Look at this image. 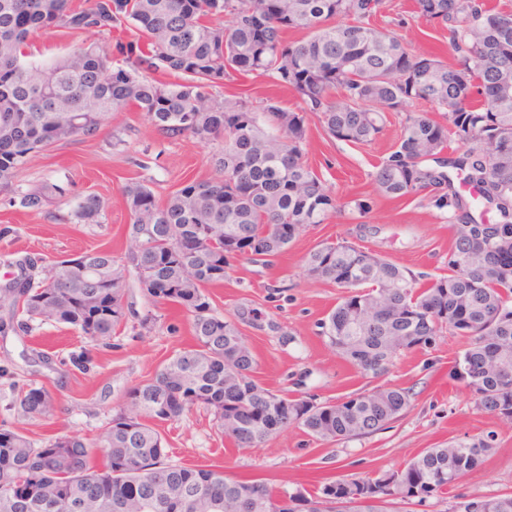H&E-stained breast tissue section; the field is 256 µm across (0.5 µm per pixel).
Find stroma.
<instances>
[{
    "label": "stroma",
    "mask_w": 512,
    "mask_h": 512,
    "mask_svg": "<svg viewBox=\"0 0 512 512\" xmlns=\"http://www.w3.org/2000/svg\"><path fill=\"white\" fill-rule=\"evenodd\" d=\"M392 3L406 20L398 30L402 38L420 50L447 57L445 33L414 17L413 0ZM80 42V37L62 30L38 33L28 41L26 60L45 64L73 51ZM240 93L248 94L256 106L269 96L291 112L303 106L292 90L267 77L235 78L225 82L217 95ZM401 122L400 114L389 113L379 139L355 146L329 137L317 119H310L306 164L339 201L368 198L371 211L361 215L348 209L308 227L272 262L239 259L222 284L209 288L214 308L237 325L252 348L258 382L319 402L345 397L369 383L320 334L318 324L335 308L340 291L303 274V259L318 244L346 239L411 269L422 284L447 274L453 225L427 200L381 198L370 179L396 142ZM219 149L218 143L190 135L167 137L136 108L113 111L96 136L53 144L33 154L18 173L14 190L45 189L40 211L10 205L9 194L0 193V227L11 229L0 237V255H29L50 265L106 248L116 260H124L131 222L123 197L125 185L143 183L157 201H164L186 180L216 178L214 156ZM58 185L63 188L59 194L54 191ZM90 194L100 198L101 216L91 224L76 222L72 211ZM124 304L126 319L116 328L111 345L89 348L77 332L62 325L46 324L24 334L13 322V307L0 301V424L36 443L58 434L101 442L112 417L130 409L129 389L153 377L165 360L192 342L189 317L175 306L155 303L136 273L127 276ZM148 314L155 321L145 330L139 321ZM467 345L466 337L445 332L431 346L402 353L385 380L411 389V408L371 436L322 445L293 426L259 447L238 448L225 440L210 412L196 408L179 421L161 425L168 460L186 467L220 466L230 477L314 493L347 475L376 478L400 469L427 448L489 436L495 451L476 473L442 497L424 506L410 505L409 510L451 512L459 495L512 494V423L478 409L474 395L457 376ZM84 348L92 359L87 372L68 361L70 353ZM29 381L51 390L55 409L50 415L28 418L18 412L13 386Z\"/></svg>",
    "instance_id": "stroma-1"
}]
</instances>
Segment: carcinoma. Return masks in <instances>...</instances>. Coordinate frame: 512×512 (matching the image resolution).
Returning <instances> with one entry per match:
<instances>
[{
    "instance_id": "1",
    "label": "carcinoma",
    "mask_w": 512,
    "mask_h": 512,
    "mask_svg": "<svg viewBox=\"0 0 512 512\" xmlns=\"http://www.w3.org/2000/svg\"><path fill=\"white\" fill-rule=\"evenodd\" d=\"M0 0V191H8L29 156L56 142L96 135L112 111L133 105L168 137L218 141L221 177L188 180L162 204L144 184L124 189L130 212L127 263L95 251L97 279L74 284L54 265L37 281L32 259L0 256L11 278L0 298L21 314L16 327L53 322L108 345L125 317L127 266L159 304L191 317L194 344L177 352L155 376L130 388L137 402L120 411L96 449L80 437L56 435L39 444L0 428V512H277L283 492L261 480L230 479L217 466L165 462L157 423L193 407L210 411L224 437L254 448L292 426L331 444L382 430L411 406L410 390L379 384L336 402L289 398L254 380L257 360L232 322L216 315L206 290L224 281L230 261L248 253L277 257L305 228L323 224L338 202L302 161L309 116L338 141L367 145L390 112L405 119L395 148L373 181L390 200L425 195L455 225L448 275L427 286L398 265L344 240L324 242L304 260L306 276L342 290L319 322L321 335L361 373H389L402 351L427 346L446 329L469 338L460 368L476 387L477 406L512 421V269L491 266L512 252V165L490 163V152L512 145V13L487 0H416L421 18L448 35L452 62L419 52L374 24L386 0ZM228 18L223 25L218 19ZM129 24L146 45H118L126 67H110L94 38ZM63 29L87 35L78 50L45 65L24 60L30 36ZM287 30L308 33L288 44ZM164 70L181 84L148 78ZM239 74L269 76L305 104L288 112L277 100L254 110L243 96L219 102L213 90ZM424 101L442 113L414 112ZM459 149L448 151L450 142ZM469 186L468 194L454 180ZM41 189L9 203L43 206ZM101 201L88 195L75 218L97 221ZM149 228L139 235L138 229ZM52 281L54 288L44 284ZM243 426L224 424L225 404ZM29 417L53 408L43 385L26 383L15 401ZM493 452L487 439L428 448L379 478H342L288 494L291 512H391L400 500L421 505L479 470ZM198 490L208 510L190 496ZM452 512H512V494L458 497Z\"/></svg>"
}]
</instances>
